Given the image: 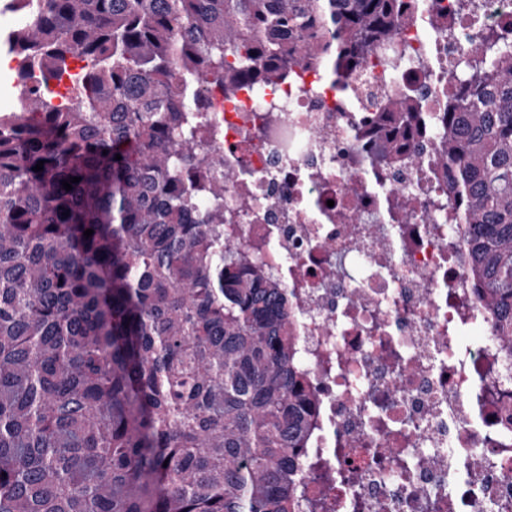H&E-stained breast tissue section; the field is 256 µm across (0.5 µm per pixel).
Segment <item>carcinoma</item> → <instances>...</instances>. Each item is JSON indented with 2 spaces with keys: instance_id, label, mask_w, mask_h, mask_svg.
<instances>
[{
  "instance_id": "obj_1",
  "label": "carcinoma",
  "mask_w": 512,
  "mask_h": 512,
  "mask_svg": "<svg viewBox=\"0 0 512 512\" xmlns=\"http://www.w3.org/2000/svg\"><path fill=\"white\" fill-rule=\"evenodd\" d=\"M0 9L24 18L0 33L24 61L0 114V512H293L313 415L288 294L224 248L234 173L194 113L211 87L234 98L297 67L339 82L439 17L412 0ZM481 49L453 76L436 161L512 352V40ZM432 122L421 97H385L357 126L382 135L365 167L415 165L406 140Z\"/></svg>"
}]
</instances>
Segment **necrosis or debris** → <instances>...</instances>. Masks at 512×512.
Instances as JSON below:
<instances>
[{
  "mask_svg": "<svg viewBox=\"0 0 512 512\" xmlns=\"http://www.w3.org/2000/svg\"><path fill=\"white\" fill-rule=\"evenodd\" d=\"M468 2L479 23L449 16L440 36L397 39L343 81L309 68L234 102L206 97L236 173L224 241L287 288L313 400L295 512H512V355L495 344L432 140L410 141L418 165L380 173L378 193L350 190L364 176L362 114L410 84L442 112L459 59L481 65L483 32L512 13V0ZM375 225L396 226L390 247Z\"/></svg>",
  "mask_w": 512,
  "mask_h": 512,
  "instance_id": "4bbe7bcc",
  "label": "necrosis or debris"
}]
</instances>
